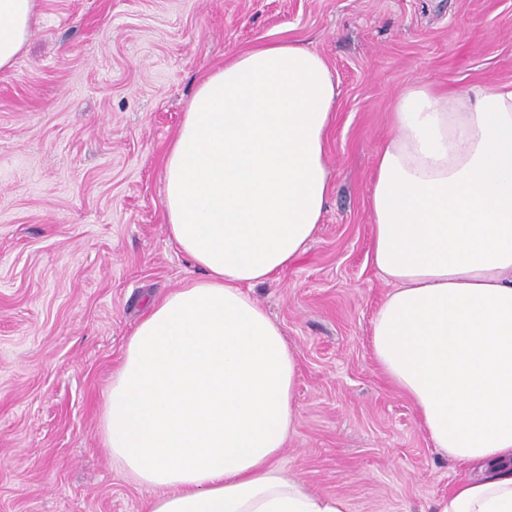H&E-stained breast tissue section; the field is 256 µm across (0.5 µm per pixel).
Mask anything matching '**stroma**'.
<instances>
[{"label":"stroma","instance_id":"obj_1","mask_svg":"<svg viewBox=\"0 0 512 512\" xmlns=\"http://www.w3.org/2000/svg\"><path fill=\"white\" fill-rule=\"evenodd\" d=\"M276 40L319 52L339 91L316 238L251 290L298 362L279 463L351 512H436L464 476L372 357L389 287L369 189L408 86L512 84V0H37L0 70V512H140L154 496L100 422L150 302L201 275L165 229V153L198 85Z\"/></svg>","mask_w":512,"mask_h":512}]
</instances>
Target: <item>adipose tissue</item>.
I'll return each mask as SVG.
<instances>
[{
	"label": "adipose tissue",
	"mask_w": 512,
	"mask_h": 512,
	"mask_svg": "<svg viewBox=\"0 0 512 512\" xmlns=\"http://www.w3.org/2000/svg\"><path fill=\"white\" fill-rule=\"evenodd\" d=\"M37 0H0V70ZM336 86L313 48L269 42L196 89L164 159L170 239L203 275L152 302L129 337L101 433L142 512H350L283 474L298 365L250 295L314 239ZM369 190L372 261L390 290L374 360L435 447L470 469L437 512H512V86L413 84Z\"/></svg>",
	"instance_id": "obj_1"
}]
</instances>
